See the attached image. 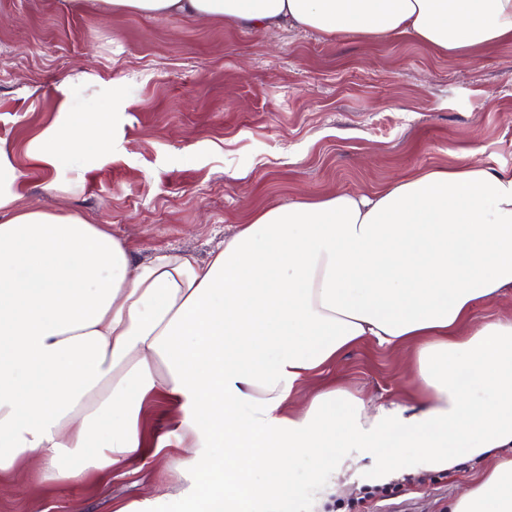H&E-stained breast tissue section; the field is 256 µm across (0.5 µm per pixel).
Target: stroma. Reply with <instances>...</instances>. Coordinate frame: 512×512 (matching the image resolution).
Listing matches in <instances>:
<instances>
[{
    "label": "stroma",
    "instance_id": "obj_1",
    "mask_svg": "<svg viewBox=\"0 0 512 512\" xmlns=\"http://www.w3.org/2000/svg\"><path fill=\"white\" fill-rule=\"evenodd\" d=\"M74 126L110 129L112 154L76 165L60 146L51 169L28 147L70 98ZM0 145L24 174L27 206L111 225L134 262L158 250L208 261L251 209L331 192L374 193L420 167L467 152L512 169V42L469 61L409 38L331 41L308 30L104 14L96 0H0ZM412 368L367 339L300 387L304 403L336 384L372 405L401 401ZM141 457L107 478L43 483L16 466L0 512H116L159 492L167 457ZM473 471L394 481L369 493L353 470L339 512H443Z\"/></svg>",
    "mask_w": 512,
    "mask_h": 512
}]
</instances>
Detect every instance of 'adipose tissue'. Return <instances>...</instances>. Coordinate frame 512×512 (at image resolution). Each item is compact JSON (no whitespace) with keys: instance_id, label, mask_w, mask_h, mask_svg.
<instances>
[{"instance_id":"obj_1","label":"adipose tissue","mask_w":512,"mask_h":512,"mask_svg":"<svg viewBox=\"0 0 512 512\" xmlns=\"http://www.w3.org/2000/svg\"><path fill=\"white\" fill-rule=\"evenodd\" d=\"M103 10L313 30L330 40L408 37L444 56L512 41V0H100ZM103 159L108 132L55 124L47 144ZM0 148V472L104 475L145 447L163 401L184 449L178 494L118 512H319L361 461L397 478L477 471L448 512H512V317L471 328L512 288V170L426 167L370 195L337 191L254 209L208 262L158 252L133 264L111 225L22 205ZM412 353L402 403L297 388L365 339ZM305 455L316 494L291 484ZM168 414L169 408L164 403H158L142 412L140 427L148 441L152 440L156 428L165 424Z\"/></svg>"}]
</instances>
